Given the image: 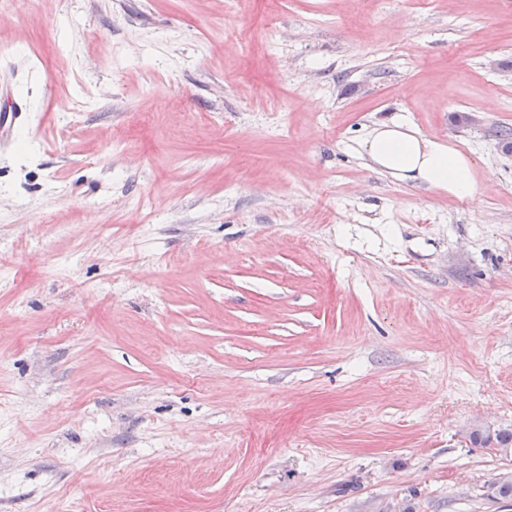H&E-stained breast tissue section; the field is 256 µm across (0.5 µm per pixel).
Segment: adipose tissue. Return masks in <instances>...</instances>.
<instances>
[{"label": "adipose tissue", "instance_id": "obj_1", "mask_svg": "<svg viewBox=\"0 0 512 512\" xmlns=\"http://www.w3.org/2000/svg\"><path fill=\"white\" fill-rule=\"evenodd\" d=\"M372 167L416 186L474 198L479 186L470 152L449 142L429 138L400 118L374 123L359 143Z\"/></svg>", "mask_w": 512, "mask_h": 512}]
</instances>
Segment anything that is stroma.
I'll return each mask as SVG.
<instances>
[{
	"label": "stroma",
	"mask_w": 512,
	"mask_h": 512,
	"mask_svg": "<svg viewBox=\"0 0 512 512\" xmlns=\"http://www.w3.org/2000/svg\"><path fill=\"white\" fill-rule=\"evenodd\" d=\"M1 44L0 512H503L512 0H0ZM398 116L477 197L358 154ZM477 426L470 427L466 433L469 436L470 433ZM469 439L472 444L479 445L483 448H494L498 452L510 449L512 452V429L511 428H498L491 430L490 427L483 428L481 431H475Z\"/></svg>",
	"instance_id": "35a3bbf8"
}]
</instances>
